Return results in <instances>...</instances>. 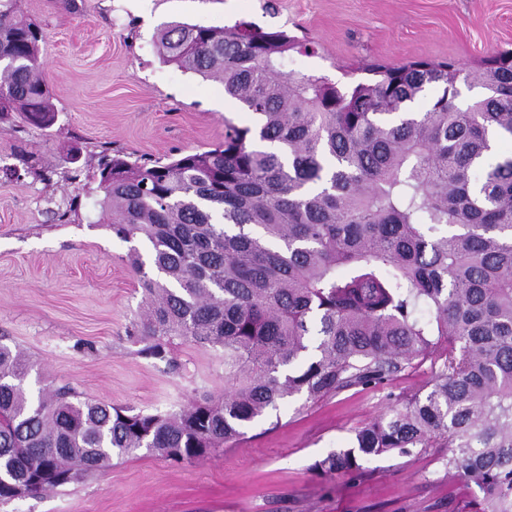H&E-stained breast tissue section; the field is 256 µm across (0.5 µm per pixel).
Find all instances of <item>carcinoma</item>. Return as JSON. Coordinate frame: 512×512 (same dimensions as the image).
I'll use <instances>...</instances> for the list:
<instances>
[{
  "mask_svg": "<svg viewBox=\"0 0 512 512\" xmlns=\"http://www.w3.org/2000/svg\"><path fill=\"white\" fill-rule=\"evenodd\" d=\"M0 0V122L55 121L39 75L43 28ZM298 47L245 21L174 22L162 59L224 85L253 125L176 158L102 153L99 224L138 252L146 311L129 336L163 359L174 340L222 351L224 395L135 411L69 387L26 389L29 366L0 342V500L35 495L147 448L172 463L226 447L278 403L381 387L419 357L439 363L423 396L356 429L316 461L359 478L383 454L446 448L448 476L480 495L468 512H512V49L453 60L373 63L342 89L280 70ZM486 90L466 108L457 84ZM442 88L424 112L410 106Z\"/></svg>",
  "mask_w": 512,
  "mask_h": 512,
  "instance_id": "cac0c4a2",
  "label": "carcinoma"
}]
</instances>
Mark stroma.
<instances>
[{
    "instance_id": "35a3bbf8",
    "label": "stroma",
    "mask_w": 512,
    "mask_h": 512,
    "mask_svg": "<svg viewBox=\"0 0 512 512\" xmlns=\"http://www.w3.org/2000/svg\"><path fill=\"white\" fill-rule=\"evenodd\" d=\"M17 0L18 14L44 29L41 71L56 123L41 129L12 117L0 124V342L30 358L29 386L74 388L83 397L137 410L176 409L224 392V356L175 341L146 359L128 336L143 310L131 249L96 223V155L131 158L204 151L225 122L249 121L222 84L161 60L156 37L172 22L224 26L245 20L285 31L286 72L338 85L363 79L377 58L403 64L454 59L472 66L512 48V0ZM49 180H42L43 167ZM78 173V183L66 176ZM70 221L55 212L72 196ZM434 375L431 360L377 388L319 403L298 394L249 424L232 447L171 464L147 450L66 486L0 500V512H463L479 490L449 478L442 451L368 460L366 477H321L312 464L384 413L389 395L409 396Z\"/></svg>"
}]
</instances>
